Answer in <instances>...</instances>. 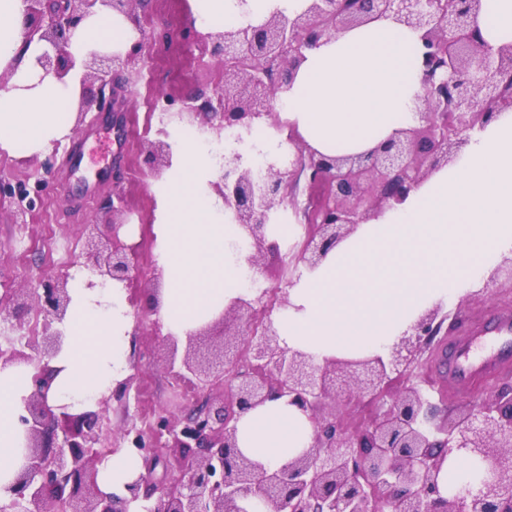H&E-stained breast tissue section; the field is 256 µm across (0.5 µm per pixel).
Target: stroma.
I'll return each instance as SVG.
<instances>
[{
    "mask_svg": "<svg viewBox=\"0 0 512 512\" xmlns=\"http://www.w3.org/2000/svg\"><path fill=\"white\" fill-rule=\"evenodd\" d=\"M134 14L143 31L167 33L168 40L148 44L120 72L127 88L124 117L131 128L122 146L103 151L102 142L112 130L100 124L97 112L90 111L75 115L78 134L41 154L26 158L0 152V174L29 185L40 180L46 183L42 207L27 214L24 221H17L10 199H0L1 294L32 288L43 277L77 269L84 260L85 225H98L104 235L112 232L113 218L102 201L115 189L125 198L120 218L128 229L124 239L142 246L140 270L128 292L142 302L157 295L163 286L152 232L153 173L144 162L159 123L144 111L143 100L150 92L182 97L199 89H223L224 67L203 45H183L181 33L190 25L188 0H138ZM296 277L294 266L276 256H265L251 277L252 295L259 299L266 291L287 288ZM448 306L457 311L462 324L481 312L512 311V282L500 279L480 298L469 301L459 297ZM155 318V313H146L130 338L129 360L142 366L138 410L148 422L169 408L171 392L170 379L160 362L167 341L165 335L156 334Z\"/></svg>",
    "mask_w": 512,
    "mask_h": 512,
    "instance_id": "stroma-1",
    "label": "stroma"
}]
</instances>
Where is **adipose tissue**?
Returning <instances> with one entry per match:
<instances>
[{
	"label": "adipose tissue",
	"instance_id": "ef3b65f1",
	"mask_svg": "<svg viewBox=\"0 0 512 512\" xmlns=\"http://www.w3.org/2000/svg\"><path fill=\"white\" fill-rule=\"evenodd\" d=\"M192 24L204 34L295 15L308 0H189ZM25 0H0V151L31 156L72 130L81 62L90 53L125 52L140 33L123 14L103 10L69 37L76 62L65 77L45 70L40 57L52 47L28 33ZM478 25L492 44L512 43V0H482ZM420 33L386 17L336 33L303 60L288 87L271 101L280 128L267 131L274 150L295 137L327 155L367 152L418 122L422 94ZM231 143L212 150L206 137H177L170 165L154 181V233L164 272L160 317L176 337L198 330L246 296L243 232L224 214L215 189ZM512 255V112L476 131L463 153L432 171L405 201L358 224L315 269L288 289L277 315L282 345L316 360L386 355L426 310L456 297L479 273ZM71 305L62 326L65 342L50 362L51 405L81 412L93 408L129 373L132 327L125 288L75 273ZM26 366H0V490L23 463L18 424L30 390ZM309 419L286 400L246 411L238 446L266 469L286 465L311 444ZM101 490L120 493L142 472L130 451L97 466Z\"/></svg>",
	"mask_w": 512,
	"mask_h": 512
}]
</instances>
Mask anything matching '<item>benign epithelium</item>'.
Instances as JSON below:
<instances>
[{
  "label": "benign epithelium",
  "instance_id": "7a95c632",
  "mask_svg": "<svg viewBox=\"0 0 512 512\" xmlns=\"http://www.w3.org/2000/svg\"><path fill=\"white\" fill-rule=\"evenodd\" d=\"M29 34L50 42L55 51L39 59L63 76L74 67L65 50L69 32L98 5L129 14L135 0H25ZM482 0H311L302 13L273 14L264 22L227 30L210 38L207 49L224 63V90L197 91L167 98L180 113L202 117L201 126L250 130L255 120L273 116L270 101L290 82L302 52L331 34L368 20L392 16L424 31L421 55L423 96L420 125L355 156H325L304 148L284 164L265 157L242 166V154L224 156L216 185L232 221L247 231L248 256L255 266L263 253L281 255L267 234L268 221L300 179L306 200L291 198L304 215L305 233L294 265L313 269L355 226L375 213L402 203L429 172L448 164L475 129L512 107V44L494 46L481 35L477 19ZM135 43L121 57L94 54L83 63L81 85L99 81L98 114L112 120L117 139L125 122L116 115L117 88L109 72L140 54ZM171 145L153 144L146 164L158 172L169 166ZM13 200L19 218L35 206L26 184L0 178V197ZM86 266L103 281L127 283L138 269L140 246L121 241L117 231L103 240L88 233ZM69 273L43 279L26 297L11 296L12 309L0 302V321L14 337L0 348V363L34 366L33 390L19 421L26 437L25 462L11 484L0 512H512V386L488 398L441 411L432 392L418 379L421 355L448 315L439 306L427 311L404 334L388 359H331L280 345L270 311L238 298L219 317L220 345L205 343V333L188 334L185 354L169 336L164 369L181 395L196 402L184 416L160 414L155 422H132L121 430L142 461L143 473L126 486L127 495L106 494L97 483V465L114 449L104 445L110 432L108 399L101 410L69 413L48 404L53 381L49 361L62 349L63 323L72 298ZM32 307L44 314L42 334L25 320ZM119 383L112 396L130 412L131 390L141 366ZM406 385L391 390L395 382ZM227 395L213 406L209 388ZM369 397L373 413L350 431L330 403L348 402L352 393ZM285 398L314 427L310 448L288 464L264 469L238 451V421L247 410ZM463 452L481 464L479 480L444 496L439 476L445 457Z\"/></svg>",
  "mask_w": 512,
  "mask_h": 512
}]
</instances>
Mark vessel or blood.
<instances>
[{
    "mask_svg": "<svg viewBox=\"0 0 512 512\" xmlns=\"http://www.w3.org/2000/svg\"><path fill=\"white\" fill-rule=\"evenodd\" d=\"M512 372V315L493 314L449 343L447 375L457 394L472 396Z\"/></svg>",
    "mask_w": 512,
    "mask_h": 512,
    "instance_id": "b4317fda",
    "label": "vessel or blood"
}]
</instances>
